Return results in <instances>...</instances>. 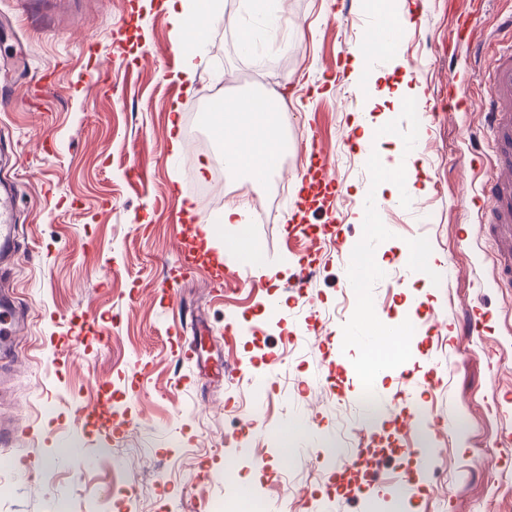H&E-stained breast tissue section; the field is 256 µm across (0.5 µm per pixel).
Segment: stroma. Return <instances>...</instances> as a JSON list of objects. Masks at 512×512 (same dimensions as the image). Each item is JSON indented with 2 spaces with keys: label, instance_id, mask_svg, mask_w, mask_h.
I'll return each instance as SVG.
<instances>
[{
  "label": "stroma",
  "instance_id": "35a3bbf8",
  "mask_svg": "<svg viewBox=\"0 0 512 512\" xmlns=\"http://www.w3.org/2000/svg\"><path fill=\"white\" fill-rule=\"evenodd\" d=\"M374 2L278 0L275 26L249 0H219L188 89L164 0H0V168L19 206L0 289L22 315L0 360V424L13 431L0 512H512V290L490 286L475 201L492 147L480 109L451 110L447 96L453 82L479 101L512 0H485L469 45L452 32L468 0H391L413 23L396 59H372L363 95L332 71L359 55L380 18ZM244 26L256 32L249 52ZM404 83L420 94L394 104ZM228 91L284 97L278 174L239 181L261 198L283 187L275 223L225 226L198 193L220 141L204 104ZM360 113L394 131L372 146L389 163L422 126L414 166L426 191L392 201L351 138ZM176 133L197 150L174 153ZM313 138L337 190L308 213L314 233L298 234L294 179ZM381 200L377 236L360 215ZM187 204L198 223H175ZM240 233L267 265L262 287L241 286L253 271L224 249ZM337 236L348 249L371 244L363 287L346 286ZM417 240L424 257L410 267L400 250ZM202 241L222 255V284ZM475 306L483 334L434 328L436 315L464 325ZM195 343L199 365L177 355ZM369 390L440 433L423 437L393 414L367 423ZM103 399L111 417L94 412ZM329 443L378 449L413 481L398 489L363 474L337 489L335 463L318 459Z\"/></svg>",
  "mask_w": 512,
  "mask_h": 512
}]
</instances>
